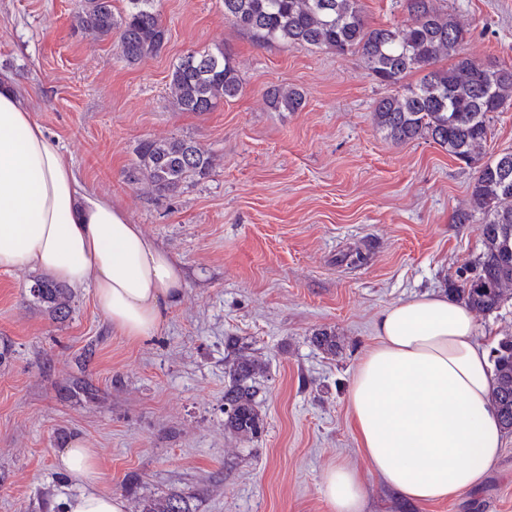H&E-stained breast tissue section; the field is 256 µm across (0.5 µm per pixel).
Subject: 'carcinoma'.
Here are the masks:
<instances>
[{
	"mask_svg": "<svg viewBox=\"0 0 512 512\" xmlns=\"http://www.w3.org/2000/svg\"><path fill=\"white\" fill-rule=\"evenodd\" d=\"M406 8L410 21L397 28L367 26L361 0H224V17L265 42L359 54L369 75L394 89L373 111L386 137L400 142L430 139L449 155L470 162L485 151L491 114L512 102V68L479 64L464 55L467 29L433 0H406ZM72 29L84 37L116 34L119 52L130 64L160 53L166 40L157 0H125L120 11L113 0H80ZM444 59L450 64L438 66ZM415 71L423 73L419 81L402 84ZM242 85L236 64L223 49L195 51L170 74L171 104L179 112H210L238 96ZM267 97L272 108L288 112L304 102L294 88L277 87ZM135 154L127 180L146 183L161 196L206 177L213 167L202 146L183 138H145ZM470 196L473 208L483 215L484 251L475 272L450 292L473 312L487 316L512 297V152L480 167ZM29 292L54 318L69 315L73 295L66 286L39 278ZM491 359L492 405L503 428L512 432V336L498 341ZM264 369L243 353L225 369L224 428L243 439L255 438L263 424L256 397L257 378ZM138 512L191 510L186 498L170 495L142 500Z\"/></svg>",
	"mask_w": 512,
	"mask_h": 512,
	"instance_id": "obj_1",
	"label": "carcinoma"
}]
</instances>
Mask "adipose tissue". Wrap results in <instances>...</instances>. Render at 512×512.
<instances>
[{"mask_svg":"<svg viewBox=\"0 0 512 512\" xmlns=\"http://www.w3.org/2000/svg\"><path fill=\"white\" fill-rule=\"evenodd\" d=\"M32 268L88 288L113 330L157 335L184 274L124 211L87 191L11 82L0 83V271ZM463 304L426 294L384 311L359 360L347 403L373 474L398 498L425 505L480 486L505 444L491 404L494 377ZM57 467L81 491L66 512H124L101 490L95 449L68 440ZM328 512H363L365 481L349 464L325 472Z\"/></svg>","mask_w":512,"mask_h":512,"instance_id":"adipose-tissue-1","label":"adipose tissue"}]
</instances>
